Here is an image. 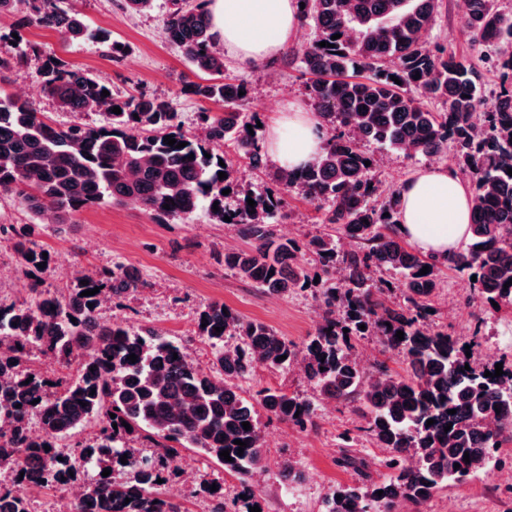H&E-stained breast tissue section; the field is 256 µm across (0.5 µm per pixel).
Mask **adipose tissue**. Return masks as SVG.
<instances>
[{
  "instance_id": "ef3b65f1",
  "label": "adipose tissue",
  "mask_w": 512,
  "mask_h": 512,
  "mask_svg": "<svg viewBox=\"0 0 512 512\" xmlns=\"http://www.w3.org/2000/svg\"><path fill=\"white\" fill-rule=\"evenodd\" d=\"M208 19L225 49L244 64L281 54L299 24L297 0H209ZM324 144L318 114L288 102L271 126L266 148L278 166L295 170ZM397 231L419 252L445 258L461 251L469 237L471 193L445 166L425 167L400 187Z\"/></svg>"
}]
</instances>
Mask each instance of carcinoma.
I'll return each mask as SVG.
<instances>
[{
    "label": "carcinoma",
    "mask_w": 512,
    "mask_h": 512,
    "mask_svg": "<svg viewBox=\"0 0 512 512\" xmlns=\"http://www.w3.org/2000/svg\"><path fill=\"white\" fill-rule=\"evenodd\" d=\"M298 2L305 3L300 22L313 23L316 33L297 54L308 75L305 95L331 134L321 153L297 172L276 167L250 134L255 118L242 111L249 92L242 81L192 85V93L224 103V113H205L200 138L182 132L169 101L121 98L104 80L54 59L42 68L47 95L67 112L104 110L110 113L108 124L57 128L28 103L0 95V190L18 193L35 216L67 224L107 200L135 205L160 221L189 218L204 207L217 224L230 217L250 241L247 249L224 253V266L271 294L306 288L312 277L302 258L313 253L320 265L323 309L322 322L297 344L222 303L208 305L198 314L197 329L213 351L215 376L182 345L153 329L132 331L120 322L96 320L102 300L140 285L122 265L79 273L64 293L40 288L35 278L29 300L0 299L3 512H30V489L56 490L66 481L81 487L74 512H185L165 491L180 447L199 449L243 484L246 498L228 502L223 485L212 492L213 482L203 480L198 492L209 499L210 512H245L257 504L247 479L263 463L256 406L301 430L315 424L318 411L317 400L282 389H265L254 402L244 398L236 380L261 367L286 370L303 364L318 400L356 402L365 431L386 451L382 464L388 478L370 487L356 481L336 488L323 500L322 512H400L406 504L423 505L444 485L487 470L498 449L512 440V368H502L499 377L484 376L495 367L466 356L456 338L428 322L442 265L476 276L480 300L512 303V285L504 287L512 280V84L487 101L466 59L427 45L424 34L438 0ZM468 3L464 34L474 47L493 48L494 66L512 81V16L499 11L495 0ZM68 4L0 0V15L22 5L40 27L67 38L108 41ZM174 5L164 28L166 41L195 70L224 76V55L205 0H175ZM335 34L340 38L332 39ZM322 41L327 46H319ZM432 99L446 110L429 109L425 101ZM115 106L121 113L112 112ZM168 135L186 146L167 145ZM230 135L249 166L275 168L279 184L314 205L322 223L337 226L356 249L339 254L329 234L312 237L303 248L278 237L274 223L282 198L272 189L222 194L232 188L235 170L217 147ZM450 143L472 178V221L467 251L441 259L401 244L395 229L400 190L377 201L381 193L372 172L378 157L369 147L428 158L446 153ZM220 172L227 177L219 178ZM249 198L256 206L248 205ZM14 249L29 273L45 262L42 249L25 234ZM425 266L428 273L422 275ZM373 271L403 278L405 305L389 304L383 290L370 284ZM95 287L98 293L82 295ZM398 330L404 332L401 340ZM372 332L403 356L404 372L384 367L366 374L354 357V342ZM131 354L137 356L134 363L127 360ZM282 355L286 359L278 360ZM39 356L65 367L75 362L76 371L57 381L33 367ZM429 419L435 423L427 425ZM91 422L97 426L93 439L64 450L61 441ZM244 422L250 430H244ZM449 423L451 429L444 430ZM236 439L247 443L241 455ZM140 441L152 444L151 454L135 448ZM223 450L232 461L220 457ZM33 463L40 480L19 479ZM82 468L93 469L95 476L80 478ZM106 468L111 473L104 477Z\"/></svg>",
    "instance_id": "cac0c4a2"
}]
</instances>
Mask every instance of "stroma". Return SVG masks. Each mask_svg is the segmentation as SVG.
<instances>
[{
	"instance_id": "35a3bbf8",
	"label": "stroma",
	"mask_w": 512,
	"mask_h": 512,
	"mask_svg": "<svg viewBox=\"0 0 512 512\" xmlns=\"http://www.w3.org/2000/svg\"><path fill=\"white\" fill-rule=\"evenodd\" d=\"M71 6L91 27L109 33V42L62 39L55 30L24 24L19 11L1 18L0 57L9 56L6 38L15 33L40 50L39 56L0 71L1 94L27 100L40 117L58 127L76 122L106 124L109 117L105 112L77 116L60 109L44 93L41 59L53 56L67 66L106 80L119 95L143 93L169 100L182 131L190 136L201 134L200 113L218 111L219 106L189 92V84L206 83L207 77L195 71L164 39L172 0H156L153 8L142 14L128 12L124 0H71ZM463 21L460 0H440L427 34L429 45L446 46L467 58L479 75L484 94L499 92V70L464 36ZM314 38L313 27L303 23L285 52L274 59L251 65L225 57V76L249 86L245 110L258 116L259 137H266L268 127L286 103L296 101L310 108L295 53ZM115 43L121 45V53H113L111 46ZM429 165L457 168L456 149L429 159L386 151L374 175L383 189L392 190ZM282 197L283 208L275 225L277 235L305 241L333 233V226L322 223L321 213L313 205L292 192H283ZM0 225L7 228L0 234V297L17 302L30 297L31 280L13 251V234L17 231L29 232L31 239L49 253L50 264L41 282L55 291L68 287V274L74 269L98 270L117 264L132 267L140 276L139 287L106 304L101 317L123 321L135 330L149 327L170 336L207 369L212 367L214 357L209 345L197 335L196 321L210 303H223L243 318L263 322L295 342L312 334L322 316L316 287L272 296L226 269V247L241 249L246 242L237 226L212 223L203 209L188 219L175 217L159 222L137 206L105 202L78 213L72 223L51 224L36 219L17 195L0 191ZM431 308V321L456 336L461 344L479 338L481 345L474 350L475 359L512 364V305L494 309L482 304L468 273L443 269ZM238 385L252 400L266 388H281L307 398L315 395L297 366L284 371L261 368L240 379ZM259 421L266 466L248 484L263 512H319L326 495L355 478L352 469L341 462L347 453L367 462L369 482H380L386 474L381 465L385 451L362 432L363 420L354 402H320L314 426L303 432L270 418L264 411ZM180 454L183 472L172 478L169 486L178 489V499L186 512H209V500L195 492L204 478L220 482L226 499L240 496L243 484L216 460L194 448L181 449ZM287 462L304 471L303 482L291 485L282 479L281 469ZM406 512H512V448L501 449L487 471L464 483L448 485L427 504L408 507Z\"/></svg>"
}]
</instances>
